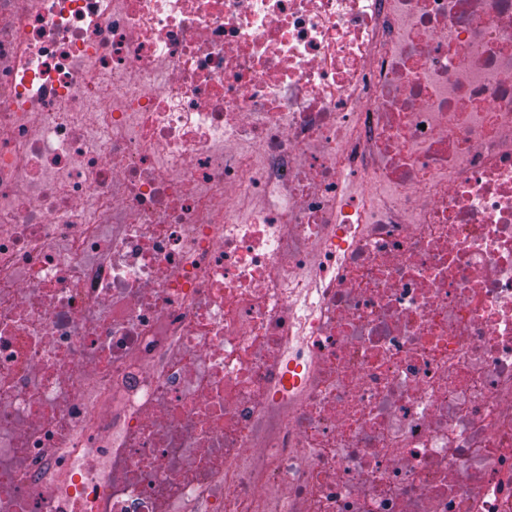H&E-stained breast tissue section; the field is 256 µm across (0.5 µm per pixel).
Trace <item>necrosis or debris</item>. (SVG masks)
Listing matches in <instances>:
<instances>
[{
    "mask_svg": "<svg viewBox=\"0 0 512 512\" xmlns=\"http://www.w3.org/2000/svg\"><path fill=\"white\" fill-rule=\"evenodd\" d=\"M0 512H512V0H0Z\"/></svg>",
    "mask_w": 512,
    "mask_h": 512,
    "instance_id": "1",
    "label": "necrosis or debris"
}]
</instances>
